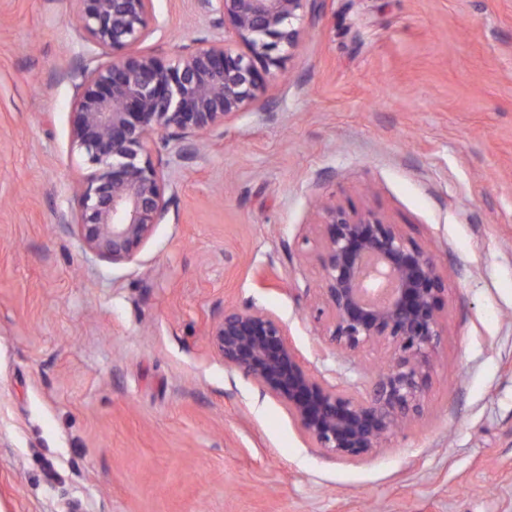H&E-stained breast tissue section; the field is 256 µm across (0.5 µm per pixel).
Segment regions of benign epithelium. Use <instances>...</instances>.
Here are the masks:
<instances>
[{
    "instance_id": "1",
    "label": "benign epithelium",
    "mask_w": 512,
    "mask_h": 512,
    "mask_svg": "<svg viewBox=\"0 0 512 512\" xmlns=\"http://www.w3.org/2000/svg\"><path fill=\"white\" fill-rule=\"evenodd\" d=\"M76 2L89 52L71 111L72 146L89 167L76 226L97 257L122 263L141 251L171 204L148 147L153 135L191 143L243 111L281 48L302 38L307 0H207L224 38L196 39L166 60L132 51L150 33L153 0ZM102 56L109 61L97 62ZM316 230L326 347L349 356L382 352L383 368L363 391L339 389L311 371L271 312L227 306L207 339L224 367L283 405L322 454L356 461L420 420L445 336L448 289L433 254L370 209L327 205Z\"/></svg>"
}]
</instances>
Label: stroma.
Here are the masks:
<instances>
[{
    "mask_svg": "<svg viewBox=\"0 0 512 512\" xmlns=\"http://www.w3.org/2000/svg\"><path fill=\"white\" fill-rule=\"evenodd\" d=\"M138 49L223 38L154 0ZM264 90L203 136H154L170 210L137 256L83 248L75 0H0V512H512V0H307ZM372 208L448 283L423 415L359 461L321 454L206 339L225 305L325 350L319 207Z\"/></svg>",
    "mask_w": 512,
    "mask_h": 512,
    "instance_id": "1",
    "label": "stroma"
}]
</instances>
